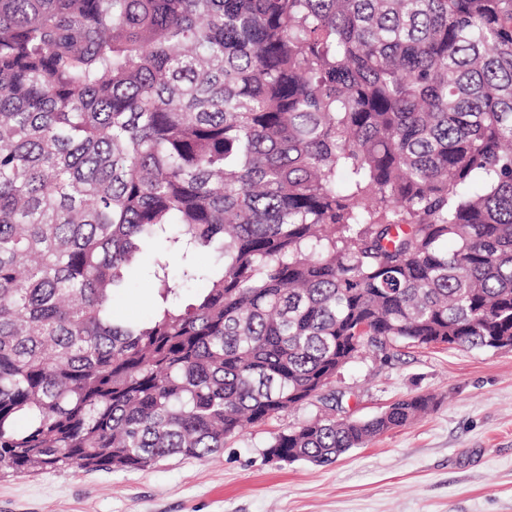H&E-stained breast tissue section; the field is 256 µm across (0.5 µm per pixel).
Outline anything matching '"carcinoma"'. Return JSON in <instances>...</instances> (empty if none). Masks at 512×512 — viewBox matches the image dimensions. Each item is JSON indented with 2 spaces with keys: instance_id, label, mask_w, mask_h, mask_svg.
<instances>
[{
  "instance_id": "1",
  "label": "carcinoma",
  "mask_w": 512,
  "mask_h": 512,
  "mask_svg": "<svg viewBox=\"0 0 512 512\" xmlns=\"http://www.w3.org/2000/svg\"><path fill=\"white\" fill-rule=\"evenodd\" d=\"M500 336L512 0H0L1 470L204 460L336 410L366 349ZM434 405L264 456L329 465ZM152 286L148 280H138L130 296L118 297L114 302V310L124 319H140L148 310Z\"/></svg>"
}]
</instances>
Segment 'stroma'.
I'll return each mask as SVG.
<instances>
[{
  "instance_id": "obj_1",
  "label": "stroma",
  "mask_w": 512,
  "mask_h": 512,
  "mask_svg": "<svg viewBox=\"0 0 512 512\" xmlns=\"http://www.w3.org/2000/svg\"><path fill=\"white\" fill-rule=\"evenodd\" d=\"M332 389L353 418L410 393L436 404L327 466L263 455L278 432L323 413L316 402L248 427L206 460L2 477L0 512H512V351L400 344L349 363Z\"/></svg>"
}]
</instances>
